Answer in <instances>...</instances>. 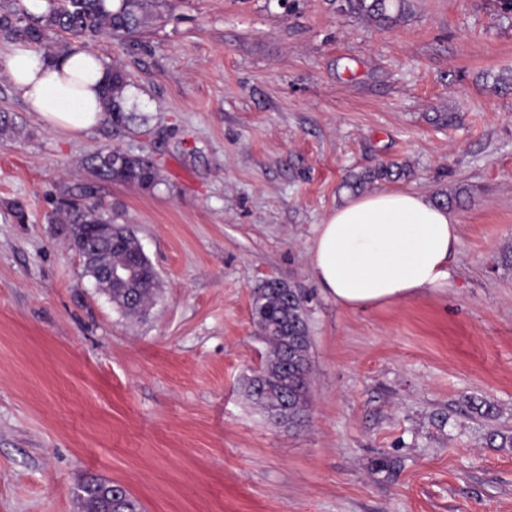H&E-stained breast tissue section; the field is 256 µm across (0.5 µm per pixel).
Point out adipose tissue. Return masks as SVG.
I'll return each mask as SVG.
<instances>
[{
    "mask_svg": "<svg viewBox=\"0 0 512 512\" xmlns=\"http://www.w3.org/2000/svg\"><path fill=\"white\" fill-rule=\"evenodd\" d=\"M0 74L50 129L76 136L107 121L104 62L82 41L52 59L33 44L13 42L0 57ZM458 243L454 212L428 194L386 188L348 200L317 226L311 272L337 304L374 307L447 287Z\"/></svg>",
    "mask_w": 512,
    "mask_h": 512,
    "instance_id": "ef3b65f1",
    "label": "adipose tissue"
}]
</instances>
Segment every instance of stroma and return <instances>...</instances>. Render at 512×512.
Wrapping results in <instances>:
<instances>
[{
	"mask_svg": "<svg viewBox=\"0 0 512 512\" xmlns=\"http://www.w3.org/2000/svg\"><path fill=\"white\" fill-rule=\"evenodd\" d=\"M121 64L140 121L47 128L0 77V512H82L90 478L142 512H512V16L495 0H406L379 27L334 0H167ZM454 112L453 127L434 124ZM155 160L154 189L92 179L104 143ZM408 164L397 189L448 193L449 287L347 308L312 277L342 179ZM91 187L158 273L146 316L84 272L58 197ZM24 207L17 220L14 203ZM269 279L306 298L311 411L274 424L247 397ZM490 401L491 416L466 400Z\"/></svg>",
	"mask_w": 512,
	"mask_h": 512,
	"instance_id": "35a3bbf8",
	"label": "stroma"
}]
</instances>
